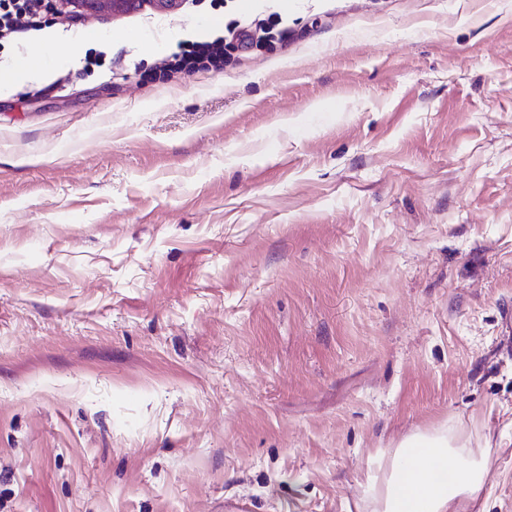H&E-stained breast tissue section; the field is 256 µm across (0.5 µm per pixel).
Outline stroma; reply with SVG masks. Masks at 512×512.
<instances>
[{"mask_svg":"<svg viewBox=\"0 0 512 512\" xmlns=\"http://www.w3.org/2000/svg\"><path fill=\"white\" fill-rule=\"evenodd\" d=\"M42 27L0 88V512H369V457L448 426L512 512V0L43 13L0 69ZM171 57L175 64L169 68L179 71H220L224 69V49L221 40L199 41L190 45H179V51ZM36 54V51L27 58L21 59L17 65L12 68L1 71V85H12L23 78L37 77L42 74L41 63L29 60V57ZM3 76V78H2Z\"/></svg>","mask_w":512,"mask_h":512,"instance_id":"1","label":"stroma"}]
</instances>
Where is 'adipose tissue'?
<instances>
[{"instance_id": "adipose-tissue-1", "label": "adipose tissue", "mask_w": 512, "mask_h": 512, "mask_svg": "<svg viewBox=\"0 0 512 512\" xmlns=\"http://www.w3.org/2000/svg\"><path fill=\"white\" fill-rule=\"evenodd\" d=\"M452 450L464 455L463 464L449 465ZM490 466L488 457L467 455L452 432L415 435L371 460L364 494L372 512L479 510Z\"/></svg>"}]
</instances>
